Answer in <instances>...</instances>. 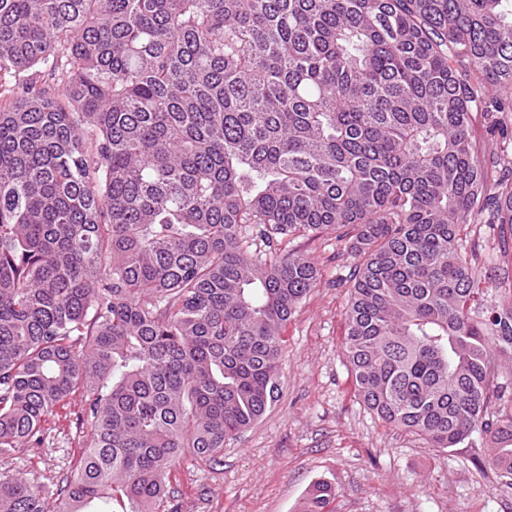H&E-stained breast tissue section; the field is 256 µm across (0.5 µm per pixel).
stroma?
Wrapping results in <instances>:
<instances>
[{
	"mask_svg": "<svg viewBox=\"0 0 512 512\" xmlns=\"http://www.w3.org/2000/svg\"><path fill=\"white\" fill-rule=\"evenodd\" d=\"M491 93L505 110L493 119L474 116L473 136L512 155V90ZM469 231L483 302L496 306L505 296L502 276L512 274V251L501 250L490 225ZM291 247L314 260L320 283L287 324L279 398L225 446L221 465L196 467L194 490L176 501L177 512H297L319 480L336 489L328 512H512V485L488 465L483 435L431 448L363 404L342 351L355 259L332 230ZM86 436L70 406L44 447L0 458V471L62 475Z\"/></svg>",
	"mask_w": 512,
	"mask_h": 512,
	"instance_id": "35a3bbf8",
	"label": "stroma"
}]
</instances>
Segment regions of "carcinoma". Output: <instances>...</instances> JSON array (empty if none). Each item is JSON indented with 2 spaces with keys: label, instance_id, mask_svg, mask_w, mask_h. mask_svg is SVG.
Returning a JSON list of instances; mask_svg holds the SVG:
<instances>
[{
  "label": "carcinoma",
  "instance_id": "cac0c4a2",
  "mask_svg": "<svg viewBox=\"0 0 512 512\" xmlns=\"http://www.w3.org/2000/svg\"><path fill=\"white\" fill-rule=\"evenodd\" d=\"M0 456L80 401L70 475L0 472V512H173L279 396L317 286L358 258L343 351L378 418L452 448L496 408L512 303L472 307L471 224L512 241V161L473 113L512 89V0H0ZM326 481L301 512H325Z\"/></svg>",
  "mask_w": 512,
  "mask_h": 512
}]
</instances>
